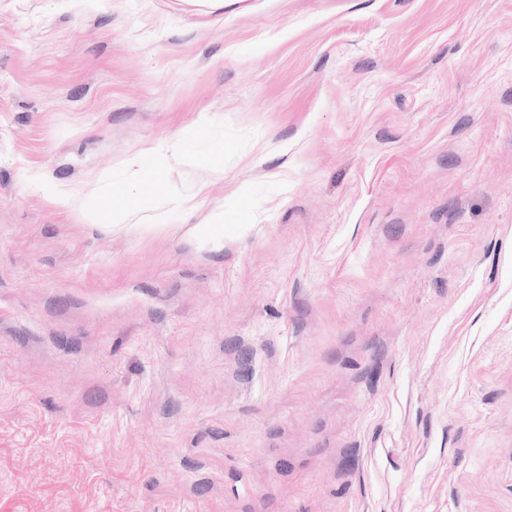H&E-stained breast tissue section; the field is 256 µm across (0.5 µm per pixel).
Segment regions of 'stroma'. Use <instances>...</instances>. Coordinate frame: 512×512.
Returning a JSON list of instances; mask_svg holds the SVG:
<instances>
[{"instance_id":"stroma-1","label":"stroma","mask_w":512,"mask_h":512,"mask_svg":"<svg viewBox=\"0 0 512 512\" xmlns=\"http://www.w3.org/2000/svg\"><path fill=\"white\" fill-rule=\"evenodd\" d=\"M248 3L0 0V512H512V0ZM142 153L134 154L126 159L125 166L132 173L131 186L136 188L143 186V192L137 195L134 191L126 195V203L120 210H115L111 203L104 204L98 211L90 214L91 223L104 235H112V232L135 233L143 229L142 224H125L130 216L136 215L142 208L147 197L159 190L162 185V174L159 171L147 173L143 167ZM49 193L54 203L60 209L69 213H81L85 215V197L81 189L70 186H51ZM224 205L223 203L213 212L210 220L203 224L188 225L183 237L190 241H206L214 243L218 249L224 248Z\"/></svg>"}]
</instances>
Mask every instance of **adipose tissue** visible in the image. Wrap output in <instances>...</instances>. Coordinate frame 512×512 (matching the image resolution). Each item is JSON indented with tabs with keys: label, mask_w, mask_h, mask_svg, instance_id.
Listing matches in <instances>:
<instances>
[{
	"label": "adipose tissue",
	"mask_w": 512,
	"mask_h": 512,
	"mask_svg": "<svg viewBox=\"0 0 512 512\" xmlns=\"http://www.w3.org/2000/svg\"><path fill=\"white\" fill-rule=\"evenodd\" d=\"M126 167L132 173L133 191L126 196V203L121 209H114L111 204H104L98 211L92 213L91 223L101 234L112 232H137V225L131 224L130 216L136 215L142 208L148 195L159 190L162 185L160 172H146L143 167L142 155L135 154L125 161Z\"/></svg>",
	"instance_id": "obj_1"
}]
</instances>
